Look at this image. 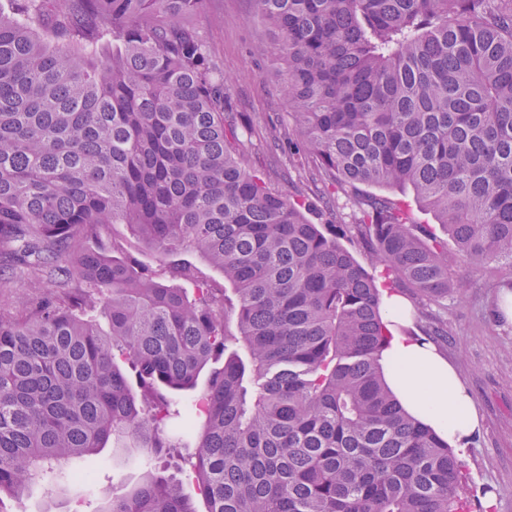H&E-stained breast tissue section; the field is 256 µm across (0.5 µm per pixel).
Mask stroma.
Instances as JSON below:
<instances>
[{
  "mask_svg": "<svg viewBox=\"0 0 512 512\" xmlns=\"http://www.w3.org/2000/svg\"><path fill=\"white\" fill-rule=\"evenodd\" d=\"M200 22L212 53L230 78L227 91L239 124L254 132L245 156L248 168L287 171V179L278 183L284 195L291 197L301 190L324 197L334 213L322 215V222L357 223L359 210L348 195L305 180L291 168L287 151L269 149L266 143L270 131L289 127L291 118L274 56L257 57L250 52L266 37L251 0H209ZM505 275L494 263L479 269L457 268L454 286L439 309L448 333L436 343L455 366L480 419L472 442L456 451L467 472L468 495L478 502L483 488L498 489L494 512H512V323H500L491 316L496 284ZM77 467L93 474V482L73 481L64 494L50 495L35 488L20 499L7 497L0 501V512H95L102 489L141 476L139 470L121 465L118 453L108 447Z\"/></svg>",
  "mask_w": 512,
  "mask_h": 512,
  "instance_id": "stroma-1",
  "label": "stroma"
}]
</instances>
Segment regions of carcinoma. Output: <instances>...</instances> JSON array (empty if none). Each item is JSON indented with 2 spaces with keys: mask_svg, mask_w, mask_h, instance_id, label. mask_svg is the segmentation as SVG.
<instances>
[{
  "mask_svg": "<svg viewBox=\"0 0 512 512\" xmlns=\"http://www.w3.org/2000/svg\"><path fill=\"white\" fill-rule=\"evenodd\" d=\"M252 2L293 121L272 140L351 194L348 234L239 161L208 0L0 11V282L20 263L42 293L0 314V494L63 491L110 442L145 476L97 512H471L453 449L382 378L352 248L430 303L460 263L512 267V0ZM360 185L412 192L445 237ZM103 224L231 294L166 282ZM100 235L112 251V243L118 251L129 254L132 258L143 263L156 265L152 254L144 250L142 245L129 233L124 224H104ZM194 279L185 280L182 278H175L172 283L177 284L183 288H195L197 282H203L207 284L212 291L218 295L224 291V279L215 272L205 262L194 259Z\"/></svg>",
  "mask_w": 512,
  "mask_h": 512,
  "instance_id": "cac0c4a2",
  "label": "carcinoma"
}]
</instances>
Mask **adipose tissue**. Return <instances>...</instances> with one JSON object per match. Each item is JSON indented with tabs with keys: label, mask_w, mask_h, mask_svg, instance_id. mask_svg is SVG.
<instances>
[{
	"label": "adipose tissue",
	"mask_w": 512,
	"mask_h": 512,
	"mask_svg": "<svg viewBox=\"0 0 512 512\" xmlns=\"http://www.w3.org/2000/svg\"><path fill=\"white\" fill-rule=\"evenodd\" d=\"M405 312L401 294L384 295L382 316L391 333L380 358L384 380L410 416L449 445L464 447L480 425L475 404L454 366L434 345L399 331Z\"/></svg>",
	"instance_id": "adipose-tissue-1"
}]
</instances>
